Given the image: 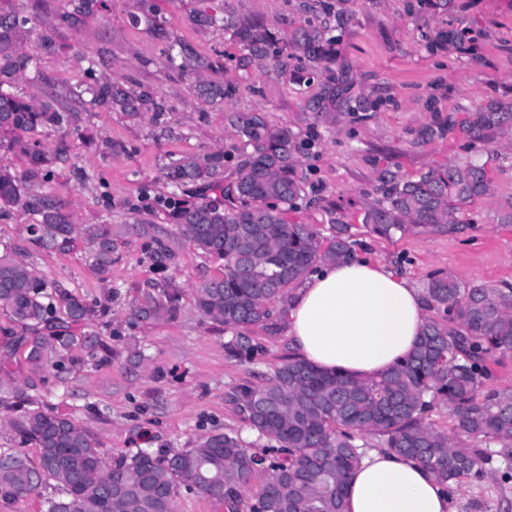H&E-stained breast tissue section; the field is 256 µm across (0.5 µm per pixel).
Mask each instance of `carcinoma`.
<instances>
[{
  "label": "carcinoma",
  "instance_id": "obj_1",
  "mask_svg": "<svg viewBox=\"0 0 512 512\" xmlns=\"http://www.w3.org/2000/svg\"><path fill=\"white\" fill-rule=\"evenodd\" d=\"M99 2L71 0L72 10L53 18V25L76 27ZM193 20L228 25L217 10L199 11ZM26 24L12 0H0V134L13 135L9 149L25 161L20 172L0 165V210H37L40 221L33 234L49 249L68 247L80 232L92 264L105 273L112 265V224L78 228L60 202L36 193L60 154L21 134L59 127L69 116L59 110L56 94L37 106L15 91L34 60L25 50ZM234 37L246 50L243 68L269 57L282 70L290 58L320 72L330 73L336 64L316 28L304 30L289 54L260 24L241 25ZM166 63L182 72L207 73L195 85L197 95L212 103L224 99L221 67L184 58L175 41L168 45ZM88 91L97 104L130 119L148 110L157 116L166 111L145 87L98 81ZM468 128L479 143L512 132V109L496 102L480 106L470 113ZM238 132L245 159L233 181L224 183L221 149L182 157L165 169L172 192L163 206L196 249L224 261L222 274L197 289L198 310L227 330L262 324L275 333L286 321L284 303L315 264L343 262L356 253L342 224L323 250L312 225L288 221V212L306 198L294 133L270 125L258 112L240 116ZM488 192L485 169L472 160L429 169L415 180L393 175L368 210L366 227L386 238L415 230L455 232L457 213ZM425 298L428 308L443 309L448 318L427 319L408 357L378 380L325 372L290 353L262 383L230 391L228 402L272 443L269 448L253 449L241 437L224 433L205 437L193 448L162 455L142 450L108 462L68 414L29 409L13 428L21 442L38 448V457L33 463L18 452L0 453V502L41 497L44 512H176V492L183 487L224 506L225 512H345L344 489L360 460V434L376 438L386 451L417 460L441 485L487 479L475 443L494 442L502 456L512 458V386H485L487 362L512 355V283L462 285L435 274ZM0 310L29 332L17 342L25 346L27 370L34 374L84 346L87 336L76 330L101 315L62 283L37 275L6 242L0 243ZM174 310V293L152 288L141 293L133 315L148 321ZM226 347L248 359L258 352L242 335ZM438 404L448 408L450 435L427 423ZM259 475L264 479L254 501L245 500V490ZM49 480L59 493L44 498Z\"/></svg>",
  "mask_w": 512,
  "mask_h": 512
}]
</instances>
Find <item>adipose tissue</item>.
I'll use <instances>...</instances> for the list:
<instances>
[{"mask_svg":"<svg viewBox=\"0 0 512 512\" xmlns=\"http://www.w3.org/2000/svg\"><path fill=\"white\" fill-rule=\"evenodd\" d=\"M299 356L369 381L403 361L426 321L421 291L387 265L315 267L286 311ZM451 494L415 460L370 450L346 487V512H451Z\"/></svg>","mask_w":512,"mask_h":512,"instance_id":"obj_1","label":"adipose tissue"}]
</instances>
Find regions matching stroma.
Returning a JSON list of instances; mask_svg holds the SVG:
<instances>
[{
  "mask_svg": "<svg viewBox=\"0 0 512 512\" xmlns=\"http://www.w3.org/2000/svg\"><path fill=\"white\" fill-rule=\"evenodd\" d=\"M158 22L139 0H105L102 10L74 28L52 27L70 0H14L30 29L26 50L34 61L19 87L34 99L56 92L60 108L79 113L78 126L41 128L31 139L63 156L39 193L59 200L74 224L109 221L118 236L112 266L99 273L88 247L49 251L34 239L33 211L0 212V238L42 276L60 281L91 305L108 306L100 322L85 327L94 349L74 350L71 361L30 374L22 350L7 361L19 391L0 400V451L37 459L12 426L26 410L68 413L104 458L141 450L191 448L204 437L232 433L259 443L227 399L240 385L271 374L291 347L287 329L246 328L262 347L254 359L229 355L232 331L200 313L195 290L220 275L223 263L203 255L170 224L160 202L169 187L163 168L190 155L223 150L233 177L242 159L238 115L259 112L292 129L301 148L298 172L307 197L294 221L314 225L322 244L344 224L358 257L381 262L426 288L441 272L461 284L512 282V137L470 147L461 122L489 101L512 105V0H156ZM223 7L237 24L260 23L282 42L312 24L333 39V75L310 76L290 59L287 70L253 63L232 29L193 23L195 11ZM465 32L461 43L442 34ZM178 38L187 57L220 61L229 95L209 104L193 87L197 74H178L163 63L166 36ZM51 37L60 54H43ZM97 80L145 86L172 107L161 119L131 120L123 113L75 98ZM338 90L334 116L318 115L327 84ZM468 158L484 164L491 184L461 212L455 233L422 232L383 238L367 231L364 217L390 176L413 179L431 168ZM173 254L157 264L158 244ZM169 285L177 310L141 322L132 309L142 290ZM485 468L498 481L466 482L452 499L453 512H512V459L493 443L482 446Z\"/></svg>",
  "mask_w": 512,
  "mask_h": 512,
  "instance_id": "35a3bbf8",
  "label": "stroma"
}]
</instances>
